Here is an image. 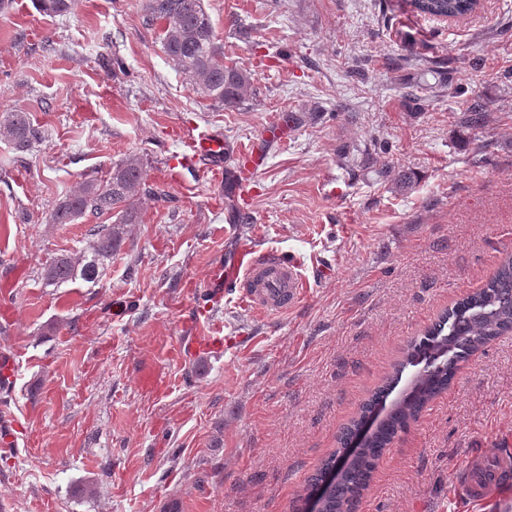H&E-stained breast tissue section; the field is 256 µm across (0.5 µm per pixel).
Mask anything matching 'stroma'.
Wrapping results in <instances>:
<instances>
[{"instance_id": "35a3bbf8", "label": "stroma", "mask_w": 512, "mask_h": 512, "mask_svg": "<svg viewBox=\"0 0 512 512\" xmlns=\"http://www.w3.org/2000/svg\"><path fill=\"white\" fill-rule=\"evenodd\" d=\"M143 4L76 0L49 18L13 0L0 14V112L44 132L21 155L0 140V361L14 363L23 425L0 451V512H290L409 341L512 252V0L455 22L411 0H204L225 61L254 79L233 112L185 84ZM409 49L447 59L462 93L409 105L386 66ZM473 95L490 105L483 163L457 126ZM303 105L318 122L267 137ZM193 127L235 148L261 140L241 203L251 224L229 223L204 167L165 176L174 130ZM374 139L419 175L414 190L337 168L342 147ZM131 154L164 200L143 197L99 281L45 285L46 262L80 252L96 222L50 223L54 205ZM243 246L299 261L298 307L259 316L232 295L208 300L213 266ZM214 315L222 351L165 360L190 319ZM147 365L167 391L138 388ZM509 446L512 334L462 362L386 449L357 512H492L466 499L458 469Z\"/></svg>"}]
</instances>
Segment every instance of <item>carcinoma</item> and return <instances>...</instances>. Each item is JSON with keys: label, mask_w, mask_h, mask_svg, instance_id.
I'll list each match as a JSON object with an SVG mask.
<instances>
[{"label": "carcinoma", "mask_w": 512, "mask_h": 512, "mask_svg": "<svg viewBox=\"0 0 512 512\" xmlns=\"http://www.w3.org/2000/svg\"><path fill=\"white\" fill-rule=\"evenodd\" d=\"M75 0H35L37 11L50 18L71 12ZM415 9L436 17L463 18L474 11L471 0H413ZM145 22L159 26L162 50L182 75L185 83L205 99L233 111L239 109L252 92V74L247 69L224 63V50L216 43L213 23L203 0H145ZM422 79L405 84L404 93L416 101L455 92L453 69L448 62H431ZM319 115L306 110L286 115V126L299 129L318 120ZM461 126L480 134L489 122V104L473 96L458 116ZM43 132L21 111L0 114V140L18 153L27 152L41 140ZM338 167L357 177L368 170L393 181L403 191L413 189L412 171L395 170L378 165L376 150L354 146L338 155ZM149 193L145 164L141 157L130 155L112 167L108 179L101 183L85 182L66 194L52 210L49 223L74 224L87 214L109 215L110 224L90 228L87 246L78 254H59L42 268V278L49 286H59L76 278L95 282L104 262L120 249L127 226L140 221L139 203ZM512 331V254L507 255L493 275L476 292L446 309L423 336L410 341L403 357L371 397L361 406L358 416L341 428L337 441L340 448L323 458L308 480L301 504L314 500L317 512H356L370 473L384 450L418 418L435 396L448 388L458 363L471 353L489 345ZM422 366L412 379L402 383L409 366ZM394 399H389L391 394ZM373 427L360 446L347 454L354 437L368 421Z\"/></svg>", "instance_id": "1"}]
</instances>
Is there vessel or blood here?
<instances>
[{
    "mask_svg": "<svg viewBox=\"0 0 512 512\" xmlns=\"http://www.w3.org/2000/svg\"><path fill=\"white\" fill-rule=\"evenodd\" d=\"M178 138L184 151L178 160L168 162L172 178H179L180 167L205 163L216 181L224 179V153L227 144L221 135L195 128L180 131ZM241 165L233 174L235 185H242L262 164L259 143H251L238 151ZM238 284L239 298L252 312L277 315L294 309L305 293V282L296 260L273 251L248 248L226 256L223 264L214 267L208 288L213 297L224 293L225 284ZM224 326L212 322L208 329L185 342L176 344L167 353L173 361L185 358L187 352L222 350ZM467 497L474 502L493 501L497 512H512V454L499 453L477 462Z\"/></svg>",
    "mask_w": 512,
    "mask_h": 512,
    "instance_id": "obj_1",
    "label": "vessel or blood"
}]
</instances>
